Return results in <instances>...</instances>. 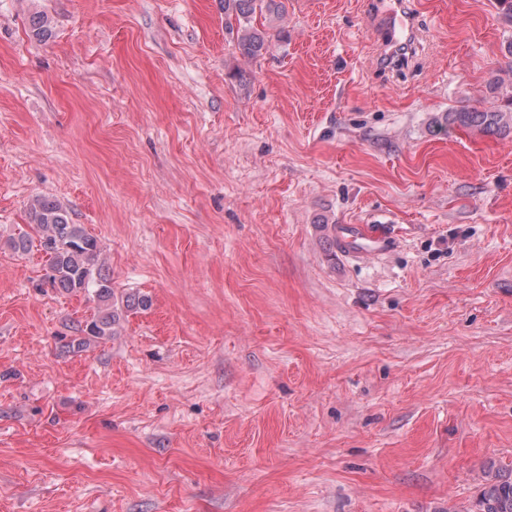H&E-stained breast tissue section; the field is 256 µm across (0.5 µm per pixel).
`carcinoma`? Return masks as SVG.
Segmentation results:
<instances>
[{"label":"carcinoma","instance_id":"carcinoma-1","mask_svg":"<svg viewBox=\"0 0 512 512\" xmlns=\"http://www.w3.org/2000/svg\"><path fill=\"white\" fill-rule=\"evenodd\" d=\"M287 0H224L226 23L238 24L237 49L247 59L268 53L267 32L254 25L256 17L273 21L286 11ZM511 104L505 109L486 110L463 106L444 114V126L459 125L478 132H493L512 127ZM31 223L40 232V247L48 256L51 287L67 293L94 294L100 302L97 315L79 329L80 335L69 342L80 349L94 339L113 336L125 314L151 305L144 294L128 293L116 302L112 282L96 262L101 248L97 239L86 233L79 224L69 221L66 210L55 200L36 197L30 203ZM464 512H512V475H496L487 480L476 502V510Z\"/></svg>","mask_w":512,"mask_h":512}]
</instances>
